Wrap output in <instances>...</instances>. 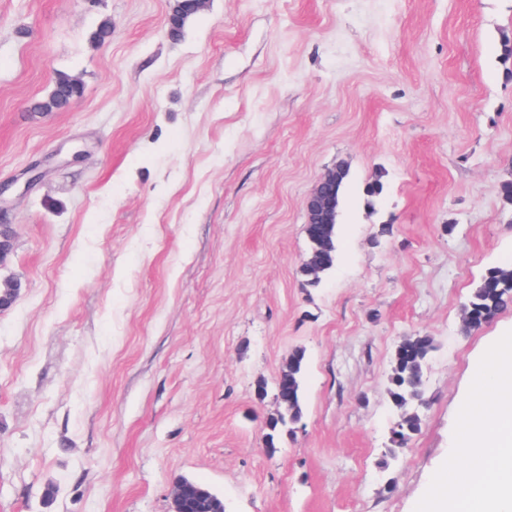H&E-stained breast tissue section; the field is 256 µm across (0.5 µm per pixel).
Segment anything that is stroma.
I'll return each instance as SVG.
<instances>
[{
  "label": "stroma",
  "instance_id": "obj_1",
  "mask_svg": "<svg viewBox=\"0 0 512 512\" xmlns=\"http://www.w3.org/2000/svg\"><path fill=\"white\" fill-rule=\"evenodd\" d=\"M172 5L0 0V182L44 164L0 204V512H169L182 476L225 512H415L512 327L459 321L512 262V0H205L178 38ZM60 72L81 100L31 111ZM340 163L313 287L306 201ZM418 334L428 403L383 470L392 353ZM296 349L303 418L271 449Z\"/></svg>",
  "mask_w": 512,
  "mask_h": 512
}]
</instances>
